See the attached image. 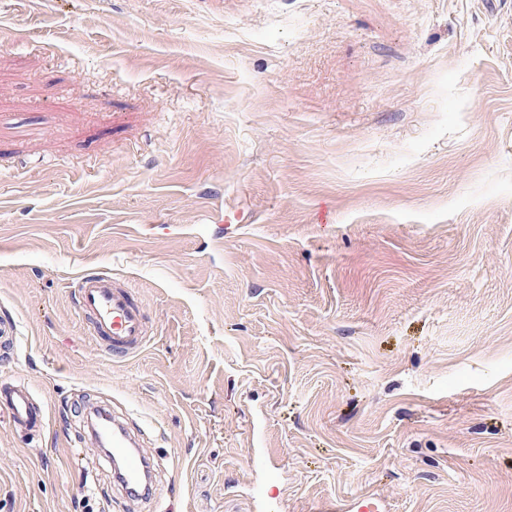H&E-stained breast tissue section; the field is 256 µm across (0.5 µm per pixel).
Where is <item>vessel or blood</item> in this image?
I'll use <instances>...</instances> for the list:
<instances>
[{
  "instance_id": "obj_1",
  "label": "vessel or blood",
  "mask_w": 512,
  "mask_h": 512,
  "mask_svg": "<svg viewBox=\"0 0 512 512\" xmlns=\"http://www.w3.org/2000/svg\"><path fill=\"white\" fill-rule=\"evenodd\" d=\"M74 307L87 331L112 356L138 352L146 343L148 318L132 285L100 272L81 274L71 291ZM0 412L15 424L32 430L41 427L44 412L27 390L0 392Z\"/></svg>"
}]
</instances>
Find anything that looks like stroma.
Here are the masks:
<instances>
[{"label": "stroma", "instance_id": "1", "mask_svg": "<svg viewBox=\"0 0 512 512\" xmlns=\"http://www.w3.org/2000/svg\"><path fill=\"white\" fill-rule=\"evenodd\" d=\"M7 314L0 512H512V0H0ZM71 295L88 334L109 355L134 354L147 342V314L128 281L106 272H85ZM0 412L15 424L27 430L40 428L44 423V412L35 404L27 390L18 389L4 395L0 387Z\"/></svg>", "mask_w": 512, "mask_h": 512}]
</instances>
